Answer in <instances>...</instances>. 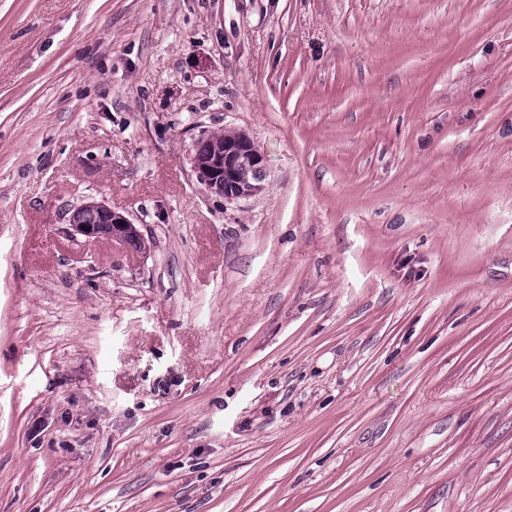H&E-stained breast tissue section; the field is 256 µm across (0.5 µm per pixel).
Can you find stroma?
Here are the masks:
<instances>
[{
	"label": "stroma",
	"mask_w": 512,
	"mask_h": 512,
	"mask_svg": "<svg viewBox=\"0 0 512 512\" xmlns=\"http://www.w3.org/2000/svg\"><path fill=\"white\" fill-rule=\"evenodd\" d=\"M0 512H512V0H0ZM192 164L197 179L224 200L253 196L261 189L265 159L245 134H231L218 142L212 137L198 139ZM248 171L253 172V181L246 176ZM99 216L100 221L98 222ZM120 221H123V224H120ZM97 222L98 224H96ZM68 223L75 233L88 239H107L121 245H129L133 236L139 234L134 223L126 215L112 210V207L103 202L90 201L74 207L70 211ZM87 228H90V231H87ZM142 244L145 247L143 239L140 237L134 238L130 243L136 249L138 246L141 249Z\"/></svg>",
	"instance_id": "1"
}]
</instances>
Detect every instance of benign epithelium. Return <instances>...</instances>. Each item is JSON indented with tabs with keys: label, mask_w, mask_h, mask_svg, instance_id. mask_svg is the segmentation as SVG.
Wrapping results in <instances>:
<instances>
[{
	"label": "benign epithelium",
	"mask_w": 512,
	"mask_h": 512,
	"mask_svg": "<svg viewBox=\"0 0 512 512\" xmlns=\"http://www.w3.org/2000/svg\"><path fill=\"white\" fill-rule=\"evenodd\" d=\"M192 164L197 179L226 200L253 196L261 189L265 159L245 134H231L218 142L210 137L197 140ZM85 209L97 211L100 221L82 223L80 214ZM68 223L75 233L88 239H107L121 245L129 244L138 233L126 215L103 202L90 201L71 209Z\"/></svg>",
	"instance_id": "obj_1"
}]
</instances>
